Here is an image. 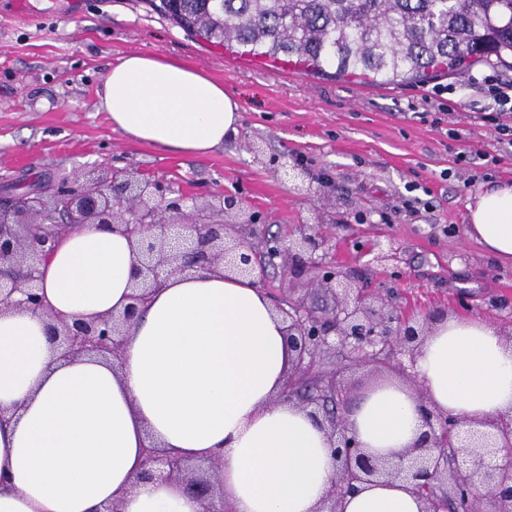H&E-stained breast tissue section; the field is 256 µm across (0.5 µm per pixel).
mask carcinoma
<instances>
[{
    "instance_id": "cac0c4a2",
    "label": "carcinoma",
    "mask_w": 512,
    "mask_h": 512,
    "mask_svg": "<svg viewBox=\"0 0 512 512\" xmlns=\"http://www.w3.org/2000/svg\"><path fill=\"white\" fill-rule=\"evenodd\" d=\"M214 45L374 84L463 75L512 56V0H149Z\"/></svg>"
}]
</instances>
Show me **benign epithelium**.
I'll return each mask as SVG.
<instances>
[{"label":"benign epithelium","mask_w":512,"mask_h":512,"mask_svg":"<svg viewBox=\"0 0 512 512\" xmlns=\"http://www.w3.org/2000/svg\"><path fill=\"white\" fill-rule=\"evenodd\" d=\"M36 186L0 203V312L23 308L44 318L51 343L63 355L93 352L120 358L123 336L148 293L164 281L194 268L223 270L247 278L259 287L266 282L253 240L264 225L255 213L234 224L214 220L215 212L236 202H204L183 209L185 196L157 180L105 171L54 189ZM78 224H104L136 238L138 267L135 292L123 311L91 320L61 321L39 293L40 266L51 255L61 234ZM322 224H300L289 235L286 251L295 266L283 275L309 267L315 271L311 288L330 294L334 306L315 310L282 297L276 310L288 320V340L296 356L278 398L298 405L320 421L336 459V475L317 512H343V502L357 485L380 479H401L423 502L424 512H512V415L485 431L461 418H450L427 402L421 404L423 431L412 448L396 462L368 453L349 431L340 408L336 376L323 381L320 356L338 346L350 362L385 366L397 351L398 363L413 386L412 371L430 319L413 324L396 309L367 297L362 289L339 278L326 256L316 255L325 243ZM145 468L137 481L164 478L178 482L183 492L205 504V512H231L223 504L212 475L216 459L206 467L146 449Z\"/></svg>","instance_id":"7a95c632"}]
</instances>
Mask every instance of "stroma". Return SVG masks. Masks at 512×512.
<instances>
[{
	"label": "stroma",
	"instance_id": "stroma-1",
	"mask_svg": "<svg viewBox=\"0 0 512 512\" xmlns=\"http://www.w3.org/2000/svg\"><path fill=\"white\" fill-rule=\"evenodd\" d=\"M131 52L177 59L223 82L240 105L238 133L203 156L166 152L113 131L100 106L113 63ZM512 68L480 62L463 76L388 84L330 81L283 62L236 57L190 35L148 0H0V199L17 182L57 184L107 170L137 172L189 201L234 199L271 234L329 230L324 251L343 275L409 318L436 310L512 331V264L465 232L481 184L512 183V147L480 83ZM301 162L311 190L288 167ZM317 307L310 277L264 288ZM400 369L348 368L346 405Z\"/></svg>",
	"mask_w": 512,
	"mask_h": 512
}]
</instances>
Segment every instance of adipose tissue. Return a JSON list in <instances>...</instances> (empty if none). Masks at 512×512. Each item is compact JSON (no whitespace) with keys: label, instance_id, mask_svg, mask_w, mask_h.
Masks as SVG:
<instances>
[{"label":"adipose tissue","instance_id":"obj_1","mask_svg":"<svg viewBox=\"0 0 512 512\" xmlns=\"http://www.w3.org/2000/svg\"><path fill=\"white\" fill-rule=\"evenodd\" d=\"M101 105L127 139L205 155L236 135L241 115L223 83L188 63L130 53L113 64ZM467 234L512 262V184L491 182L468 204ZM135 243L97 224L69 230L39 287L66 321L129 304ZM294 353L287 325L249 280L206 270L153 291L123 341L119 365L62 356L44 320L0 313V512H203L173 481L139 480L145 448L181 460L218 458L232 512H315L336 471L321 426L278 401ZM416 370L448 415L490 424L512 415V342L489 321L450 316L425 339ZM348 426L396 458L422 430L416 395L370 389ZM345 512H421L406 485L373 483Z\"/></svg>","mask_w":512,"mask_h":512}]
</instances>
